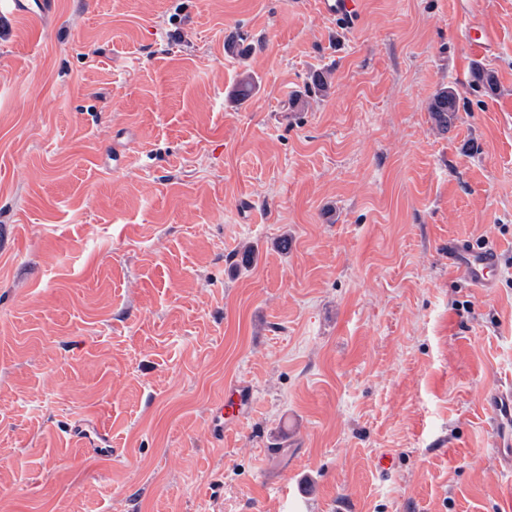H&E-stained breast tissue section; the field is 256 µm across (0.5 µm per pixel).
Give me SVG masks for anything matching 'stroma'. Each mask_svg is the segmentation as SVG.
Returning <instances> with one entry per match:
<instances>
[{
	"label": "stroma",
	"mask_w": 512,
	"mask_h": 512,
	"mask_svg": "<svg viewBox=\"0 0 512 512\" xmlns=\"http://www.w3.org/2000/svg\"><path fill=\"white\" fill-rule=\"evenodd\" d=\"M489 236L480 291L448 243ZM235 381L256 401L218 446ZM498 383L512 0H362L355 31L315 0L0 18V512H506ZM458 94L453 88H444L440 90L429 106L436 122L440 126H447L451 115L458 112Z\"/></svg>",
	"instance_id": "obj_1"
}]
</instances>
